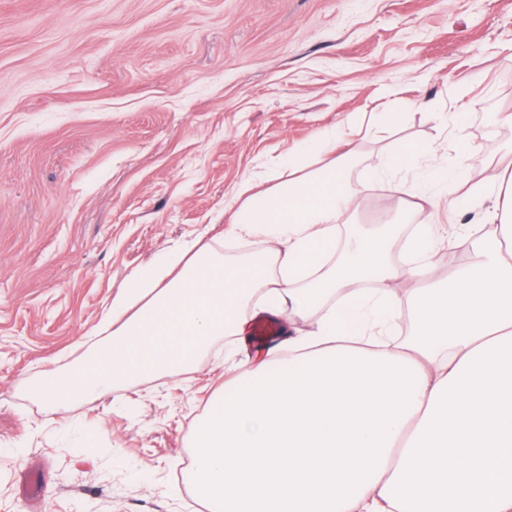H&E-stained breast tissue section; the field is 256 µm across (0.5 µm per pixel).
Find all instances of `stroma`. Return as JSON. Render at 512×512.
<instances>
[{"label":"stroma","instance_id":"1","mask_svg":"<svg viewBox=\"0 0 512 512\" xmlns=\"http://www.w3.org/2000/svg\"><path fill=\"white\" fill-rule=\"evenodd\" d=\"M508 111L512 0H0V512H209L190 440L224 344L64 408L30 385L86 359L127 277L170 250H261L230 237V205L289 151L350 132L371 229L394 142L456 136L478 170L512 149Z\"/></svg>","mask_w":512,"mask_h":512}]
</instances>
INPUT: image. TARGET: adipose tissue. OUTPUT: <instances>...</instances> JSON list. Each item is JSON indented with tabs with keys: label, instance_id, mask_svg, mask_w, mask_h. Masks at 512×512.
Returning a JSON list of instances; mask_svg holds the SVG:
<instances>
[{
	"label": "adipose tissue",
	"instance_id": "1",
	"mask_svg": "<svg viewBox=\"0 0 512 512\" xmlns=\"http://www.w3.org/2000/svg\"><path fill=\"white\" fill-rule=\"evenodd\" d=\"M435 148L395 144L391 167H424L479 229L449 233L472 262L435 275L441 198L390 185L397 216L420 214L408 256L386 237H336L359 193L345 133L288 158L272 189L241 187L233 222L264 251L227 260L193 241L129 276L112 333L80 365L32 383L48 406L174 377L229 336L240 371L192 437V487L210 512H512V161L481 183ZM418 281L411 293L396 285ZM414 330L393 338L398 314ZM282 321L281 348L250 350L254 320Z\"/></svg>",
	"mask_w": 512,
	"mask_h": 512
}]
</instances>
